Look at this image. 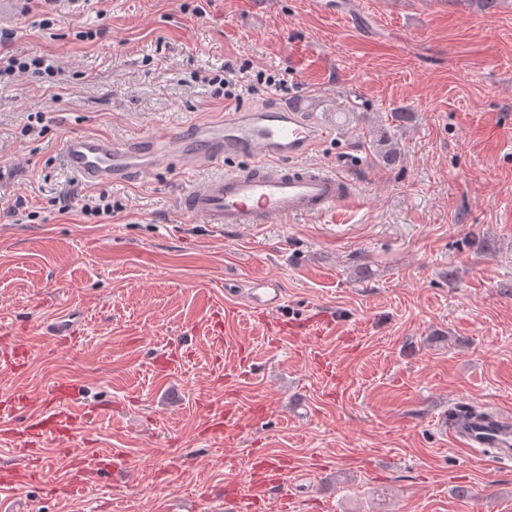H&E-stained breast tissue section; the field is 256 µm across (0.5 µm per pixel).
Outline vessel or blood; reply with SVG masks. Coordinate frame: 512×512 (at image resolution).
<instances>
[{
    "instance_id": "obj_1",
    "label": "vessel or blood",
    "mask_w": 512,
    "mask_h": 512,
    "mask_svg": "<svg viewBox=\"0 0 512 512\" xmlns=\"http://www.w3.org/2000/svg\"><path fill=\"white\" fill-rule=\"evenodd\" d=\"M309 107L300 98L278 108L238 109L187 132L169 130L128 141L76 135L66 144L65 163L78 182L91 186L125 183L162 165L218 169V176L178 197L180 212L205 224H268L282 217L322 215L348 202L354 191L350 179L308 162L326 135ZM233 158L246 159V166L225 169V161ZM229 290L243 293L247 307L257 311L277 309L284 300L277 282L267 278L233 284ZM473 410L461 401L437 419L459 446L490 451L499 462L512 463V415L489 411L478 417Z\"/></svg>"
}]
</instances>
